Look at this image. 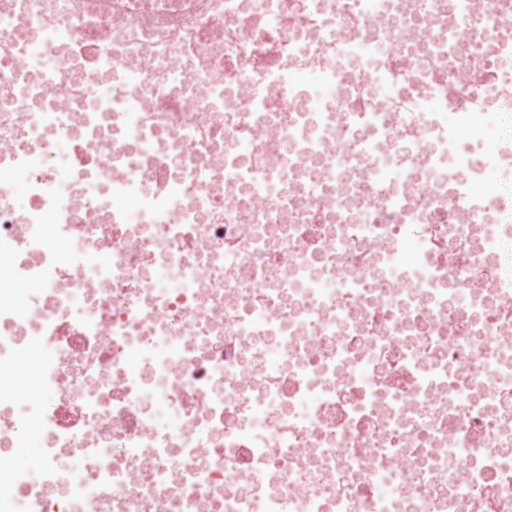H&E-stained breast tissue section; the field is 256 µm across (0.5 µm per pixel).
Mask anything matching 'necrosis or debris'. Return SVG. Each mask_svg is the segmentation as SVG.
<instances>
[{
    "instance_id": "necrosis-or-debris-1",
    "label": "necrosis or debris",
    "mask_w": 512,
    "mask_h": 512,
    "mask_svg": "<svg viewBox=\"0 0 512 512\" xmlns=\"http://www.w3.org/2000/svg\"><path fill=\"white\" fill-rule=\"evenodd\" d=\"M508 115L512 0H0V512H512Z\"/></svg>"
}]
</instances>
